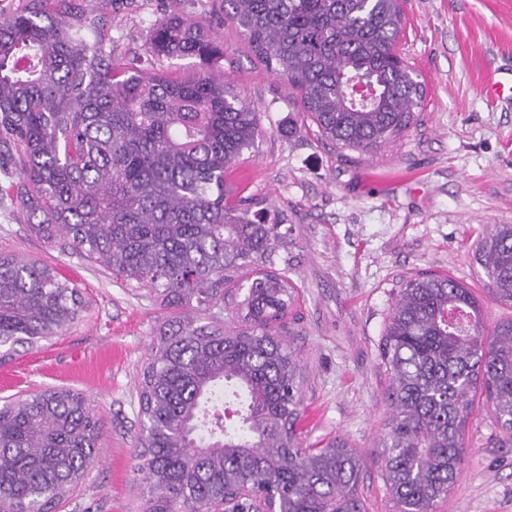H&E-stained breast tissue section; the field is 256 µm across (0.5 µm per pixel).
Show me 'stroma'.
Here are the masks:
<instances>
[{
    "label": "stroma",
    "instance_id": "stroma-1",
    "mask_svg": "<svg viewBox=\"0 0 512 512\" xmlns=\"http://www.w3.org/2000/svg\"><path fill=\"white\" fill-rule=\"evenodd\" d=\"M102 48L126 65L153 25L176 12L224 41L222 70L258 109L261 134L231 169L241 194L291 229L294 304L284 332L303 368L298 429L309 443L340 438L362 462L368 512H396L384 480L388 377L379 358L403 280L450 275L480 301L486 331L512 319L474 258L490 224H512V96L480 92L512 77V0H403L398 52L426 88L410 129L380 148L337 149L303 116L296 91L266 69L224 16L223 0H82ZM0 252L56 268L86 303L52 341L0 359V402L49 388L82 393L103 421L84 481L54 512H142L136 467L138 381L167 316L148 290L97 262L44 244L15 196L0 193ZM454 490L435 512H512V433L475 399Z\"/></svg>",
    "mask_w": 512,
    "mask_h": 512
}]
</instances>
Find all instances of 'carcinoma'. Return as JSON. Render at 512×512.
I'll return each mask as SVG.
<instances>
[{"label": "carcinoma", "instance_id": "obj_1", "mask_svg": "<svg viewBox=\"0 0 512 512\" xmlns=\"http://www.w3.org/2000/svg\"><path fill=\"white\" fill-rule=\"evenodd\" d=\"M257 58L285 78L322 137L355 151L414 123L426 89L394 51L400 0H224ZM76 0H28L0 17V169L31 232L102 263L179 310L154 336L138 384L146 512H365L361 460L297 432L301 365L281 331L293 305L282 224L226 180L260 134L258 110L214 70L224 46L173 12L148 53L195 58L179 76L112 61ZM475 256L512 302V224ZM231 298L232 325L213 309ZM80 290L47 265L0 253V343L59 334ZM389 378L384 476L400 512H433L456 484L481 390L512 431V321L492 334L460 281L402 282L380 345ZM101 421L53 388L0 406V512H51L84 479Z\"/></svg>", "mask_w": 512, "mask_h": 512}]
</instances>
